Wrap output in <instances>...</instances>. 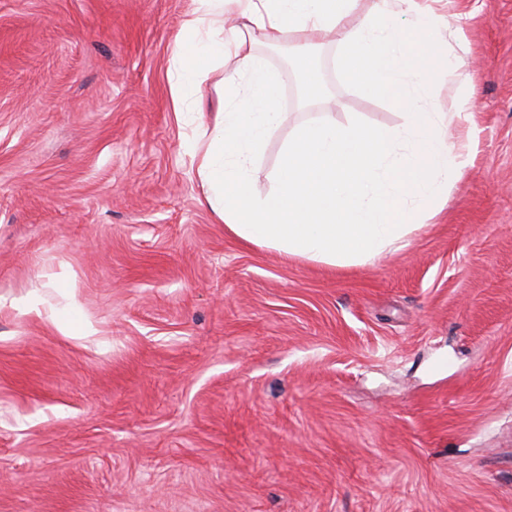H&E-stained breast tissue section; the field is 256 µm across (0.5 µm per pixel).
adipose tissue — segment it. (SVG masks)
I'll list each match as a JSON object with an SVG mask.
<instances>
[{
  "mask_svg": "<svg viewBox=\"0 0 512 512\" xmlns=\"http://www.w3.org/2000/svg\"><path fill=\"white\" fill-rule=\"evenodd\" d=\"M390 1L378 0L375 11L356 24L357 0H192L174 48L171 103L178 122L193 131L188 149L203 202L230 233L286 257L360 264L416 228L411 201L442 204L448 185L460 179L463 144L455 142L444 113L419 111L411 93L438 71L431 18L417 0H394L415 18L412 34H404L390 22ZM229 14L237 21L230 42L224 37ZM337 32L344 35L339 64L346 78L397 103L407 113L406 129L342 126L325 110L321 119L296 128L269 190H256L249 172L282 118L278 92L284 76L262 63L255 43L293 37L294 70L311 93L320 78L309 51ZM227 53L235 63L221 79L226 109L208 125L193 90ZM408 132L414 148L396 152L394 143ZM59 295L61 304L48 306L32 292L21 311L57 322L64 335L95 340L89 320L74 329L62 319L65 305L74 302L72 289Z\"/></svg>",
  "mask_w": 512,
  "mask_h": 512,
  "instance_id": "ef3b65f1",
  "label": "adipose tissue"
}]
</instances>
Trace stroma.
Instances as JSON below:
<instances>
[{
  "label": "stroma",
  "mask_w": 512,
  "mask_h": 512,
  "mask_svg": "<svg viewBox=\"0 0 512 512\" xmlns=\"http://www.w3.org/2000/svg\"><path fill=\"white\" fill-rule=\"evenodd\" d=\"M423 88L469 136L439 212L369 262L284 258L204 204L169 73L192 0H0V296L74 289L99 344L0 309V512H512V0H421ZM317 48L326 98L407 116Z\"/></svg>",
  "instance_id": "stroma-1"
}]
</instances>
